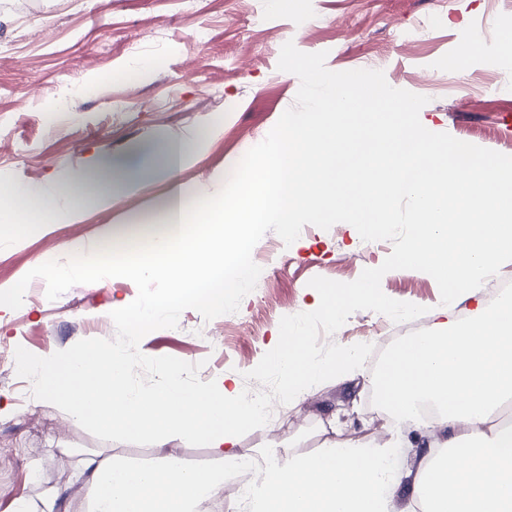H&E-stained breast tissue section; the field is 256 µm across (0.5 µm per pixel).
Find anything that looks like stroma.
I'll list each match as a JSON object with an SVG mask.
<instances>
[{"label":"stroma","instance_id":"stroma-1","mask_svg":"<svg viewBox=\"0 0 512 512\" xmlns=\"http://www.w3.org/2000/svg\"><path fill=\"white\" fill-rule=\"evenodd\" d=\"M202 29L208 40H199ZM510 31L512 0H0V46L10 50L0 59V183L59 184L97 154H125L147 140L202 143L176 178L158 175L89 205L75 223L45 224L22 237L0 223V291L44 262L69 259L70 245H99L116 225L160 223L175 186L191 201L203 192L223 201L225 223H236L231 209L248 187L225 188V173L273 153L285 120L314 110V82L323 72L369 80L378 94L408 103V120L441 144L467 141L512 171V59L500 53ZM475 43L480 53H470ZM148 58L163 67L143 68ZM457 60L461 73L449 75ZM306 61L312 72L302 71ZM60 110L65 123L46 125L45 113ZM391 251V242L363 241L344 222L304 226L289 245L267 232L252 252L262 272L237 312L207 321L185 310L177 327L150 332L139 349L202 363L206 379L243 391L246 373L275 346L280 319L317 308L311 278L354 281ZM381 288L427 309L419 328L395 324L398 336L436 330L438 310L461 319L475 306L451 298L443 280L413 270L386 273ZM137 293L131 280L112 277L51 301L37 278L19 309L0 305V449L19 455L0 463V512H13L21 498L41 512L46 493L59 487L75 490L70 512H88L89 491L75 472L95 454L131 464L167 454L190 469L221 467L203 441L172 437L161 449L102 441L53 404L22 395L16 348L47 357L82 339L115 338L110 313ZM205 326L223 331V348L203 342ZM375 372L369 360L299 404H274L272 420L239 437V448L272 446L285 464L328 440H389L373 416Z\"/></svg>","mask_w":512,"mask_h":512}]
</instances>
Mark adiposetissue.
<instances>
[{"instance_id": "adipose-tissue-1", "label": "adipose tissue", "mask_w": 512, "mask_h": 512, "mask_svg": "<svg viewBox=\"0 0 512 512\" xmlns=\"http://www.w3.org/2000/svg\"><path fill=\"white\" fill-rule=\"evenodd\" d=\"M318 83L317 110L286 120L274 163L252 170V188L234 209L240 228L288 224L305 211L317 221L342 213L375 233L388 203L406 197L419 220L400 268L436 275L452 298H476L489 269L512 265V177L483 153L457 165L453 151L405 120L399 100L343 75L322 74ZM196 152V143L168 140L141 145L133 158L103 153L76 179L50 188L0 186V211L14 217L17 236L68 224L114 191L161 173L175 176ZM182 196L171 192L164 224L119 230L123 240L152 241L179 281L159 303L162 311L200 297L220 305L223 282L235 289L249 284L246 236L226 251L214 206L190 213ZM193 224L213 230L192 238ZM32 370L42 394L65 402L78 419L131 441L146 434L159 445L173 434L200 439L224 462L212 470L187 468L172 456L151 466L84 459L77 476L89 486L92 512H208L233 465L252 460L238 450L236 433L259 424V412L224 385L188 387L180 366L169 367L149 394L130 389L126 354L107 344ZM373 386L391 422L410 419L418 429L416 468L398 467L392 446L338 440L261 469L254 512H398L400 499L418 503L420 512H512V425L499 419L512 401V298L477 306L470 321L449 318L439 331L405 337Z\"/></svg>"}]
</instances>
